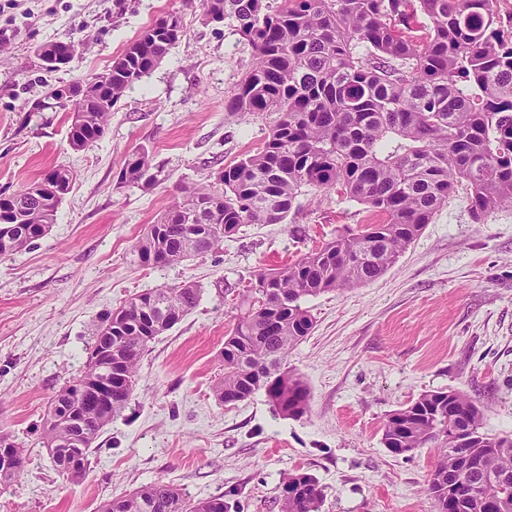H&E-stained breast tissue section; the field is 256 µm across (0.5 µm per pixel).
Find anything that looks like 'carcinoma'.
I'll return each instance as SVG.
<instances>
[{
    "instance_id": "carcinoma-1",
    "label": "carcinoma",
    "mask_w": 512,
    "mask_h": 512,
    "mask_svg": "<svg viewBox=\"0 0 512 512\" xmlns=\"http://www.w3.org/2000/svg\"><path fill=\"white\" fill-rule=\"evenodd\" d=\"M202 21L222 24L253 51V63L224 98L225 110L269 120L263 147L184 189L134 245L147 265L170 266L215 250L245 224H284L302 189L336 191L385 215L379 224L339 233L302 257L257 269L253 287L224 337V374L214 393L234 404L264 392L274 412L301 419L310 410L306 381L287 366L288 353L314 328L308 297L358 288L383 275L431 223L437 209L466 190L479 222L512 206V9L501 0H200ZM186 36L168 13L113 60L106 78L89 85L82 121L72 120L69 144L83 151L103 137L112 109ZM72 40L45 43L41 60L74 56ZM65 86L53 85L34 111L68 110ZM161 170L144 149L128 156L120 183L151 185ZM45 177L57 196L22 189L0 193V257L44 238L69 193L73 174ZM186 282L131 298L106 313L94 336L112 334L121 358L112 399L84 406L70 384L51 402L43 447L69 428L52 422L58 405L83 407L88 439L81 456L56 464L84 477L99 432L128 404L139 362L157 336L198 303ZM381 442L412 457L435 448L425 492L435 512H512V437L483 430V413L456 390H429L390 411ZM475 460L464 470L460 461ZM323 492L302 471L282 478L278 512H320ZM103 512H228L222 497L191 500L156 482L108 501Z\"/></svg>"
}]
</instances>
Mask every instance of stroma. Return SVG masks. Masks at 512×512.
I'll return each mask as SVG.
<instances>
[{
  "label": "stroma",
  "mask_w": 512,
  "mask_h": 512,
  "mask_svg": "<svg viewBox=\"0 0 512 512\" xmlns=\"http://www.w3.org/2000/svg\"><path fill=\"white\" fill-rule=\"evenodd\" d=\"M175 11L186 37L127 90L93 146L70 147V113L33 111L45 84L105 71ZM67 38L79 44L71 61L43 71L36 47ZM251 63L248 45L183 0H20L13 9L0 0V193L54 167L74 174L48 235L0 257V432L25 456L0 491V512H98L154 482L194 500L224 498L228 512H277L281 479L295 470L318 480L322 512H433L425 487L436 452L408 460L384 448L390 411L456 389L481 407L485 431L512 435V207L478 224L462 193L380 278L305 300L315 328L287 358L310 388L305 417L275 414L261 391L233 405L215 398L235 298L251 272L381 219L346 196L304 192L286 223L249 225L215 252L171 266L135 261V242L183 187L263 145L265 121L224 109ZM140 148L166 176L149 189L118 181ZM185 281L200 288L197 305L151 343L85 477L63 476L42 445L43 423L55 394L81 375L100 318Z\"/></svg>",
  "instance_id": "obj_1"
}]
</instances>
